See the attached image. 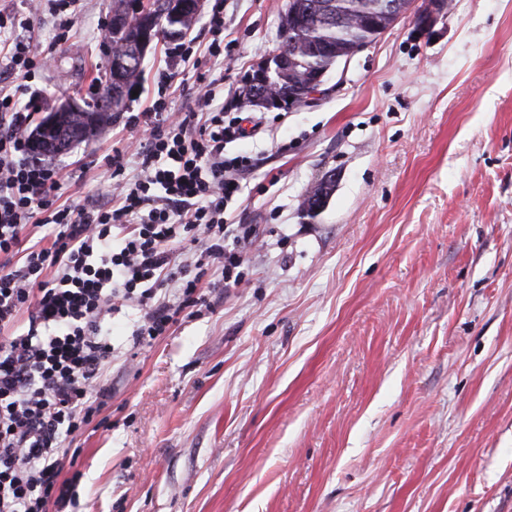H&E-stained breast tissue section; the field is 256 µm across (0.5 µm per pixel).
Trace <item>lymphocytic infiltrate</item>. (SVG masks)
<instances>
[{"label": "lymphocytic infiltrate", "instance_id": "1", "mask_svg": "<svg viewBox=\"0 0 512 512\" xmlns=\"http://www.w3.org/2000/svg\"><path fill=\"white\" fill-rule=\"evenodd\" d=\"M80 0H26L28 15L0 10V512H63L80 473L64 476L68 446L112 397L113 314L137 308V342L149 344L206 305L203 278L220 269L238 287L258 241L225 213L254 166L224 147L243 119L218 81L189 112L167 109L164 76L150 111L130 115L141 139L112 149L117 181L105 199L60 203V169L30 159L28 125L37 71L52 59L23 34L51 16L54 43L70 41ZM137 174L124 178L128 162ZM49 228L50 246L36 237ZM174 286V298L162 293ZM27 331H20V322Z\"/></svg>", "mask_w": 512, "mask_h": 512}]
</instances>
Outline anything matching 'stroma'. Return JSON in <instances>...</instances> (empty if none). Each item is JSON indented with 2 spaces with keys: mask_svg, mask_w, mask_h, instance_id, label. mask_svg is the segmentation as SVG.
<instances>
[{
  "mask_svg": "<svg viewBox=\"0 0 512 512\" xmlns=\"http://www.w3.org/2000/svg\"><path fill=\"white\" fill-rule=\"evenodd\" d=\"M224 60L159 43L127 112L175 73L172 109L224 79L254 158L226 216L259 228L248 276L210 271V313L146 347L112 317V397L64 475L78 512H512V0H450L433 35L405 16L301 108L239 93L279 48L288 0H223ZM73 43L39 73L38 111L88 97L110 0H82ZM125 115L69 151L59 194L110 190ZM335 176L325 208L313 186Z\"/></svg>",
  "mask_w": 512,
  "mask_h": 512,
  "instance_id": "obj_1",
  "label": "stroma"
}]
</instances>
